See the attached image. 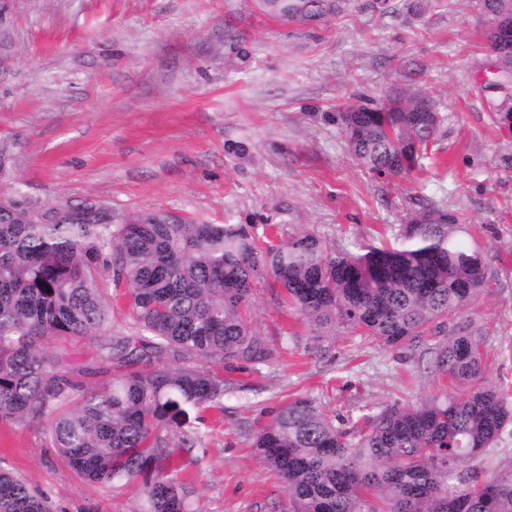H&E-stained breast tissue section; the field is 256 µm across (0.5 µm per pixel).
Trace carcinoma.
I'll return each instance as SVG.
<instances>
[{
    "instance_id": "1",
    "label": "carcinoma",
    "mask_w": 512,
    "mask_h": 512,
    "mask_svg": "<svg viewBox=\"0 0 512 512\" xmlns=\"http://www.w3.org/2000/svg\"><path fill=\"white\" fill-rule=\"evenodd\" d=\"M310 7L335 15L340 0H267L266 13ZM494 18L509 0H482ZM336 114L359 164L409 176L445 121L419 112L415 95ZM274 224H211L144 211L121 224L111 210L38 205L19 192L0 203V419L46 424L63 464L86 483L137 494L139 512H191L194 483L164 432L190 412L224 411L241 389L230 373L268 362L251 326L257 288L272 278L289 305L323 329L344 324L388 346L417 350L436 324L457 321L489 291L482 252L468 247L457 213L428 204L399 225L394 242L331 252L316 235L274 243ZM124 284L138 329L115 336L112 384L98 392L48 370L46 342L90 338L112 325L100 270ZM483 337L452 328L434 371L452 393L361 414L350 428L309 397L294 398L255 435L283 481L287 512H512V470L463 471L497 446L509 423L499 388L484 376ZM0 512H55L0 461Z\"/></svg>"
}]
</instances>
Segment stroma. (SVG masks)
I'll return each instance as SVG.
<instances>
[{
	"mask_svg": "<svg viewBox=\"0 0 512 512\" xmlns=\"http://www.w3.org/2000/svg\"><path fill=\"white\" fill-rule=\"evenodd\" d=\"M344 0L314 26L287 24L256 0H0V194L41 204L92 202L117 217L164 210L213 224H276L336 252L380 242L421 204L457 212L474 233L490 292L459 317L484 338L488 379L512 389V82L493 72L479 0ZM425 95L446 120L410 176L368 173L338 112L394 91ZM244 145L237 154L233 145ZM112 325L47 342L51 371L112 374L98 354L135 322L111 272L98 276ZM254 328L278 355L237 374L200 441H169L196 481L194 512H285L280 477L253 448L288 398L357 418L446 393L430 356L350 328L321 333L262 289ZM0 458L58 512H135L63 465L43 425L0 420Z\"/></svg>",
	"mask_w": 512,
	"mask_h": 512,
	"instance_id": "1",
	"label": "stroma"
}]
</instances>
